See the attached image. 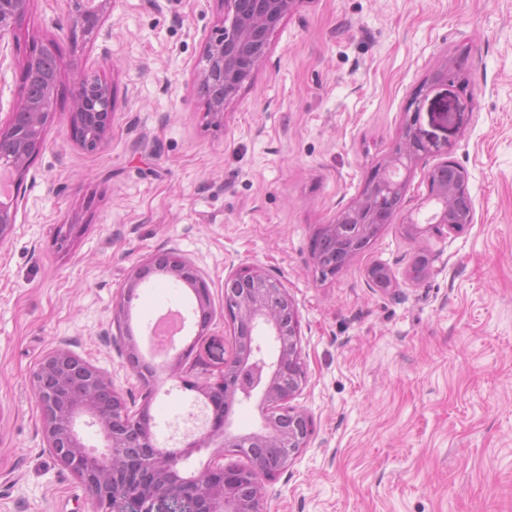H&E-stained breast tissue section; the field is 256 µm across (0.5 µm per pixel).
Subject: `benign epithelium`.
<instances>
[{"instance_id": "7a95c632", "label": "benign epithelium", "mask_w": 512, "mask_h": 512, "mask_svg": "<svg viewBox=\"0 0 512 512\" xmlns=\"http://www.w3.org/2000/svg\"><path fill=\"white\" fill-rule=\"evenodd\" d=\"M32 0H0V58L5 36L28 12ZM73 21L91 31L104 22L111 0H70ZM297 0H224V18L217 37L209 40L204 65L197 75L202 90L210 92L207 115L224 118L241 85L268 53V37L289 14ZM19 108L0 124V172L14 178V191L0 196V242L14 229L22 201L20 183L55 102L60 77L57 54L41 47L24 62ZM114 100L110 86L99 79L82 78L75 96L80 143L89 151L100 148L109 133L108 117ZM421 108L404 121L400 141L379 163L367 188L332 223L322 228L324 247L339 260L327 262L317 253L319 275H336L341 264L359 253L388 222L384 202L402 197L408 171L423 156L439 148L437 138L420 125ZM428 201L434 203L428 224L456 231L474 221V202L466 190V173L453 161L434 167L428 175ZM191 287L200 320L212 314L207 283L190 262L145 264L129 278L113 307L112 321L122 339L130 370L150 379L157 371L171 374L184 351H174L159 366L146 361L129 320L148 269ZM370 288L387 292L397 287L381 265L367 272ZM224 314L234 327L232 355L224 360L216 379L204 376L194 385L212 407L213 417L202 432L169 451L159 446L150 402L131 411L115 399L112 378L79 357L62 342L48 351L32 373V384L42 412V441L53 463L79 478L86 499L102 512H157L169 502V512H261L264 481L288 470L314 434L312 417L289 402L307 384L299 345L295 303L279 277L258 265H241L224 282ZM256 399L261 426L247 434L231 432L234 405ZM94 427L104 442L99 450L85 442L83 428ZM220 445L200 470L185 466L190 457L216 440ZM244 455L246 466H224V453Z\"/></svg>"}]
</instances>
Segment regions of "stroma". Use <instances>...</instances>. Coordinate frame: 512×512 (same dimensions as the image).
Segmentation results:
<instances>
[{"label": "stroma", "mask_w": 512, "mask_h": 512, "mask_svg": "<svg viewBox=\"0 0 512 512\" xmlns=\"http://www.w3.org/2000/svg\"><path fill=\"white\" fill-rule=\"evenodd\" d=\"M223 14L224 0H113L88 32L69 0H32L7 39L1 119L20 105L33 50L52 43L61 75L0 244V512L93 510L41 443L31 376L44 354L70 342L175 445L203 408L191 383L234 348L224 281L252 264L295 301L308 381L291 405L315 422L288 472L265 482L264 512H512V0H297L216 124L195 76ZM444 65L465 85L436 87L420 123L447 150L418 161L389 222L320 278L321 227L359 197ZM81 73L114 93L95 151L78 141ZM446 160L467 173L475 220L410 237L404 218ZM172 253L205 279L214 315L180 341L179 378L145 383L112 310L136 268ZM421 255L429 272L410 281ZM374 263L398 288H369ZM192 300L151 274L130 319L139 345L158 313Z\"/></svg>", "instance_id": "stroma-1"}]
</instances>
